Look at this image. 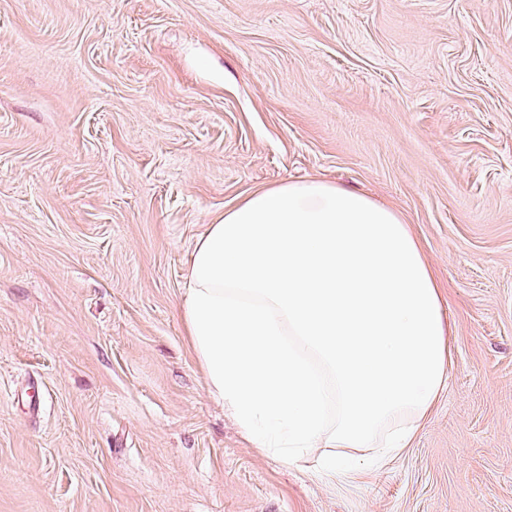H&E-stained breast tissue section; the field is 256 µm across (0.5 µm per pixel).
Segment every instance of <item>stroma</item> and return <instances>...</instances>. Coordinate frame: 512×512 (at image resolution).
Wrapping results in <instances>:
<instances>
[{
	"label": "stroma",
	"instance_id": "stroma-1",
	"mask_svg": "<svg viewBox=\"0 0 512 512\" xmlns=\"http://www.w3.org/2000/svg\"><path fill=\"white\" fill-rule=\"evenodd\" d=\"M319 178L399 210L448 388L358 480L253 448L195 241ZM0 512H512V0H0Z\"/></svg>",
	"mask_w": 512,
	"mask_h": 512
}]
</instances>
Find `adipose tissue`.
<instances>
[{
    "instance_id": "ef3b65f1",
    "label": "adipose tissue",
    "mask_w": 512,
    "mask_h": 512,
    "mask_svg": "<svg viewBox=\"0 0 512 512\" xmlns=\"http://www.w3.org/2000/svg\"><path fill=\"white\" fill-rule=\"evenodd\" d=\"M181 314L255 448H409L448 386L443 290L401 214L311 179L256 191L191 253Z\"/></svg>"
}]
</instances>
